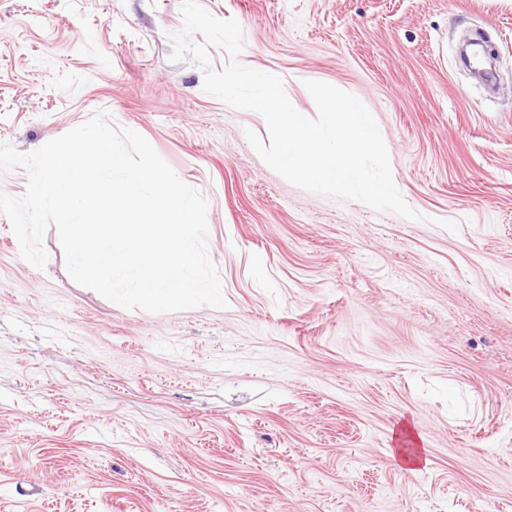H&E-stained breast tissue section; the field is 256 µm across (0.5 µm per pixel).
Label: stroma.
Returning <instances> with one entry per match:
<instances>
[{"instance_id":"35a3bbf8","label":"stroma","mask_w":512,"mask_h":512,"mask_svg":"<svg viewBox=\"0 0 512 512\" xmlns=\"http://www.w3.org/2000/svg\"><path fill=\"white\" fill-rule=\"evenodd\" d=\"M419 217L304 191L170 59L181 0H0V144L107 113L208 203L226 308L125 309L0 214V512H512V0H198Z\"/></svg>"}]
</instances>
